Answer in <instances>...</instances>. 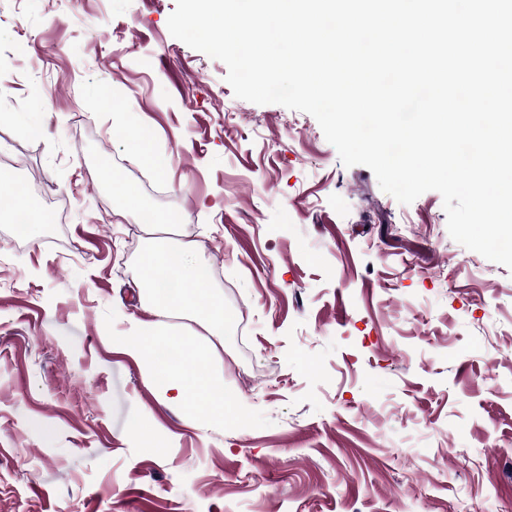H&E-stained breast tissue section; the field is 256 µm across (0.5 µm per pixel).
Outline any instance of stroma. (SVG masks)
<instances>
[{
	"label": "stroma",
	"instance_id": "stroma-1",
	"mask_svg": "<svg viewBox=\"0 0 512 512\" xmlns=\"http://www.w3.org/2000/svg\"><path fill=\"white\" fill-rule=\"evenodd\" d=\"M175 5L0 0V176L54 215L20 239L0 197V512H512V270L438 192L401 204L310 114L236 98ZM114 182L198 243L235 317L216 368L269 426L192 422L113 351L150 236Z\"/></svg>",
	"mask_w": 512,
	"mask_h": 512
}]
</instances>
